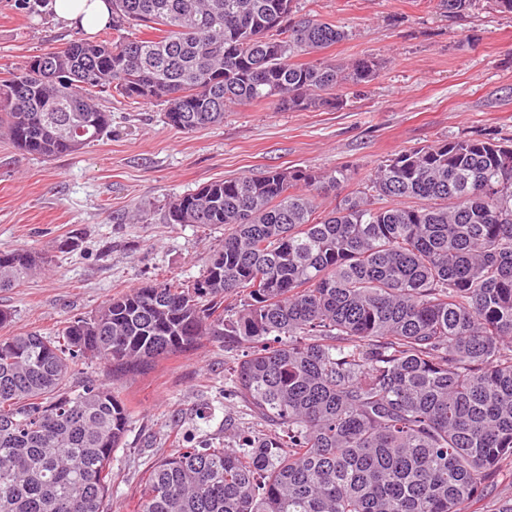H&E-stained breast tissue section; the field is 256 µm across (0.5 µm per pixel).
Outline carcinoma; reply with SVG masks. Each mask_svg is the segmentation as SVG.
Returning <instances> with one entry per match:
<instances>
[{
    "instance_id": "1",
    "label": "carcinoma",
    "mask_w": 512,
    "mask_h": 512,
    "mask_svg": "<svg viewBox=\"0 0 512 512\" xmlns=\"http://www.w3.org/2000/svg\"><path fill=\"white\" fill-rule=\"evenodd\" d=\"M112 26L0 77V133L50 160L111 132L110 92L193 133L231 105H343L372 57L298 64L346 37L293 0H110ZM472 0H437L460 17ZM345 167H268L175 197L224 228L192 281L131 288L55 336H0V512H105L131 412L109 381L195 349L252 346L235 393L268 426L158 463L136 512H465L512 461V142L401 151L330 210ZM388 205L381 206L379 201ZM48 258L0 249V290Z\"/></svg>"
}]
</instances>
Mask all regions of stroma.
<instances>
[{
    "mask_svg": "<svg viewBox=\"0 0 512 512\" xmlns=\"http://www.w3.org/2000/svg\"><path fill=\"white\" fill-rule=\"evenodd\" d=\"M296 7L347 33L304 63L347 66L370 56L381 64L373 81L345 88L341 108L234 105L222 124L187 134L163 122L159 104L104 95L112 130L79 152L45 160L0 136V247L53 258L18 288L0 291V309L12 314L0 336H54L142 283L197 278L223 228L168 224L164 213L170 199L204 184L269 166L347 165L355 172L348 189L360 191L399 151L460 137L512 138V14L489 0L457 18L434 0H297ZM86 36L57 16L52 0L28 9L0 0V76ZM73 234L81 246L58 252ZM247 352L206 337L195 351L116 382L132 417L112 460L111 512H134L150 470L175 450L201 441L229 446L259 429L247 403L224 393L225 377Z\"/></svg>",
    "mask_w": 512,
    "mask_h": 512,
    "instance_id": "1",
    "label": "stroma"
}]
</instances>
